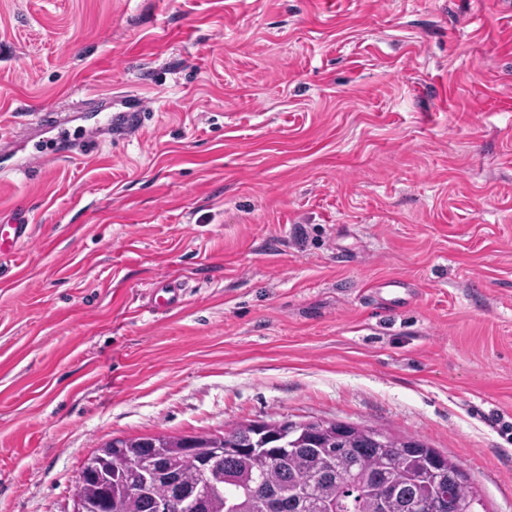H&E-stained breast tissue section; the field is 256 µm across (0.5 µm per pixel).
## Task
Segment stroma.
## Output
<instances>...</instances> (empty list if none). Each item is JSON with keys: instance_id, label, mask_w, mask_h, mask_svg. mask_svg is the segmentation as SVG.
Masks as SVG:
<instances>
[{"instance_id": "obj_1", "label": "stroma", "mask_w": 512, "mask_h": 512, "mask_svg": "<svg viewBox=\"0 0 512 512\" xmlns=\"http://www.w3.org/2000/svg\"><path fill=\"white\" fill-rule=\"evenodd\" d=\"M498 98L512 0H0V512H72L115 438L284 419L425 439L512 512ZM2 225V227H1ZM0 225V257L14 250L31 233V224L24 215L20 216L11 224ZM7 228V230H5ZM182 285L175 280H162L153 283L149 295L154 294L152 308H175L182 303ZM162 293V294H160Z\"/></svg>"}]
</instances>
